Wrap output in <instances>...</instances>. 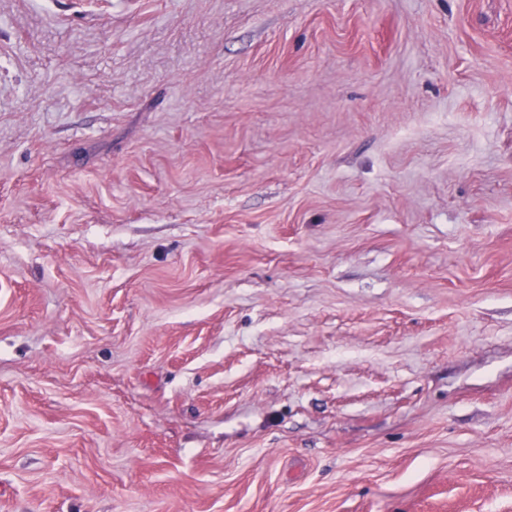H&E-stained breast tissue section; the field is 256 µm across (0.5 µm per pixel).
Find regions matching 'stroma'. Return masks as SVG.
Segmentation results:
<instances>
[{
  "mask_svg": "<svg viewBox=\"0 0 512 512\" xmlns=\"http://www.w3.org/2000/svg\"><path fill=\"white\" fill-rule=\"evenodd\" d=\"M0 512H512V0H0Z\"/></svg>",
  "mask_w": 512,
  "mask_h": 512,
  "instance_id": "stroma-1",
  "label": "stroma"
}]
</instances>
